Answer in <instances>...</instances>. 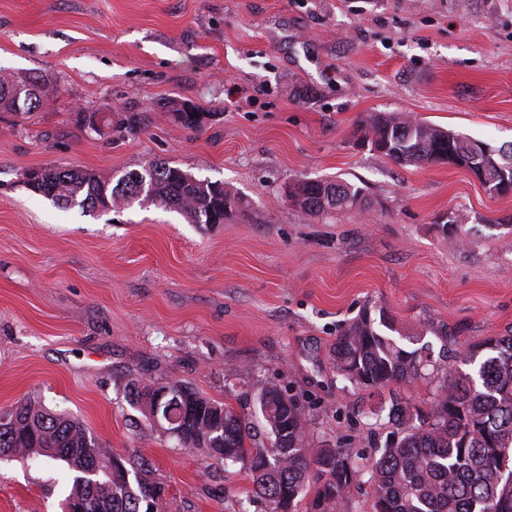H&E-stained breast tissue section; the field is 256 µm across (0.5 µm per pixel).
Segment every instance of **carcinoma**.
<instances>
[{
	"mask_svg": "<svg viewBox=\"0 0 512 512\" xmlns=\"http://www.w3.org/2000/svg\"><path fill=\"white\" fill-rule=\"evenodd\" d=\"M42 102L40 81L0 75V110L30 112ZM447 130L403 113L370 115L360 136L378 144L379 154L396 164L423 166L444 149ZM471 138L455 134L453 165L469 166ZM28 188L65 208L106 212L119 204H148L173 210L191 224L216 223L243 200L221 182L195 180L169 162L150 161L117 181L77 168L38 170ZM288 200L302 211L322 216L333 210L360 209L365 188L342 180H319L288 187ZM385 315L375 320L364 312L346 323L332 347L336 371L358 388L382 389L412 383L429 369L439 375L427 413L413 411L408 399L390 397L388 418L399 430L396 440L369 457L348 448H322L310 455L305 414L278 386L259 390L257 413L268 431L266 440L251 434L248 418L233 407L183 385L193 412L179 423L178 442L224 465L242 462L252 476L254 502L264 512H279L283 498L307 499L308 512H338L353 488L374 486L372 512H512V336L490 337L461 354L436 360L422 347L408 350L386 331ZM460 360L473 367L449 366ZM164 386L150 377L131 379L136 403L145 405ZM288 431V447L281 434ZM15 455L44 457L68 466L70 500L81 512H162L167 489L150 478L143 458L118 455L77 418L26 401L0 411V459Z\"/></svg>",
	"mask_w": 512,
	"mask_h": 512,
	"instance_id": "carcinoma-1",
	"label": "carcinoma"
}]
</instances>
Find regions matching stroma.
I'll return each instance as SVG.
<instances>
[{"label": "stroma", "mask_w": 512, "mask_h": 512, "mask_svg": "<svg viewBox=\"0 0 512 512\" xmlns=\"http://www.w3.org/2000/svg\"><path fill=\"white\" fill-rule=\"evenodd\" d=\"M1 74L46 86L38 109L0 112V409L38 401L144 457L164 512H255L252 478L152 429L132 378L245 415L272 383L303 408L310 450L371 455L396 430L377 413L390 393L337 374L346 320L386 314L437 357L512 335V195L356 143L378 112L512 142V0H0ZM157 159L243 206L221 224L89 215L23 182ZM336 177L366 185L369 216L289 202L290 183ZM450 214L466 247L448 244ZM66 473L0 460V512H61ZM169 383H162L152 380V378L146 377L144 375H140L138 377L132 378L130 382L131 394H133L136 403L142 405L145 409V404L147 402L148 397L151 393L156 389L159 390V387H163L168 385Z\"/></svg>", "instance_id": "stroma-1"}]
</instances>
